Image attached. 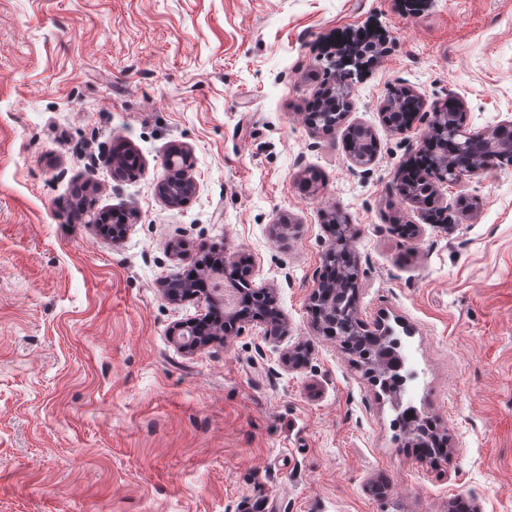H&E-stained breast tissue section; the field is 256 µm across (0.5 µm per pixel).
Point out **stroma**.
<instances>
[{
  "label": "stroma",
  "mask_w": 512,
  "mask_h": 512,
  "mask_svg": "<svg viewBox=\"0 0 512 512\" xmlns=\"http://www.w3.org/2000/svg\"><path fill=\"white\" fill-rule=\"evenodd\" d=\"M361 37L347 120L378 140L365 171L306 120ZM400 88L423 102L403 135L381 116ZM452 95L470 129L512 118V0H0V512H512V166L441 186L450 230L395 191ZM120 144L138 167L112 166ZM176 146L197 190L172 208ZM114 211L119 242L95 225ZM335 212L358 316L409 330L410 401L451 456L403 447L390 401L313 327ZM206 248L273 284L288 337L171 343L201 307L159 284L186 270L175 251Z\"/></svg>",
  "instance_id": "obj_1"
}]
</instances>
